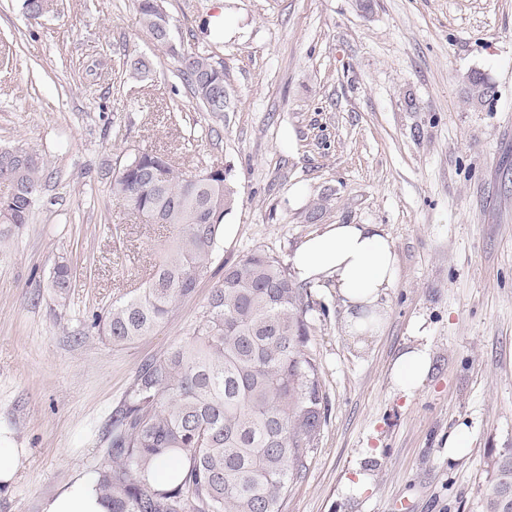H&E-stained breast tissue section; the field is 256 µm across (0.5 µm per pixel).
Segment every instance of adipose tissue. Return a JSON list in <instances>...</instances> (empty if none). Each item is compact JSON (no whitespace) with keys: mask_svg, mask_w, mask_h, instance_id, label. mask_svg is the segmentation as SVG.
Wrapping results in <instances>:
<instances>
[{"mask_svg":"<svg viewBox=\"0 0 512 512\" xmlns=\"http://www.w3.org/2000/svg\"><path fill=\"white\" fill-rule=\"evenodd\" d=\"M291 263L299 281L331 283L345 307L350 336L365 339L380 334L385 321L380 298L399 276L398 252L382 225H327L304 239ZM430 369L428 348L419 344L394 361L392 381L398 390L410 394L420 388ZM42 512H107L96 474L76 476L43 502Z\"/></svg>","mask_w":512,"mask_h":512,"instance_id":"adipose-tissue-1","label":"adipose tissue"}]
</instances>
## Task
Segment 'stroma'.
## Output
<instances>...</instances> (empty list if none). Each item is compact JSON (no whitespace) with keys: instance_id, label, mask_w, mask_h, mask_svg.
Masks as SVG:
<instances>
[{"instance_id":"1","label":"stroma","mask_w":512,"mask_h":512,"mask_svg":"<svg viewBox=\"0 0 512 512\" xmlns=\"http://www.w3.org/2000/svg\"><path fill=\"white\" fill-rule=\"evenodd\" d=\"M223 2L214 39L212 0H163L170 53L135 0H52L36 20L0 0V144L41 154L47 173L29 223L0 226V442L22 451L0 512H42L103 461L138 367L188 337L207 302L209 280L123 347L90 326L169 236L110 189L137 151L227 170L237 202L216 274L254 249L289 265L329 224H380L396 246L386 324L365 349L335 290H308L327 417L282 512H486L512 451V0ZM196 52L224 69L225 111H204L178 74ZM474 72L494 88L482 103ZM62 256L64 307L49 286ZM418 323L432 367L406 395L391 366ZM463 432L468 453L450 456Z\"/></svg>"}]
</instances>
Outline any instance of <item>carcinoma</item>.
I'll list each match as a JSON object with an SVG mask.
<instances>
[{
	"instance_id": "cac0c4a2",
	"label": "carcinoma",
	"mask_w": 512,
	"mask_h": 512,
	"mask_svg": "<svg viewBox=\"0 0 512 512\" xmlns=\"http://www.w3.org/2000/svg\"><path fill=\"white\" fill-rule=\"evenodd\" d=\"M142 28L161 48L174 51L163 34L169 15L162 0H137ZM182 78L207 112L215 83H224L211 57L183 58ZM471 98L493 96L480 73L468 77ZM18 147H0V225L29 222L38 204L44 159ZM127 209L152 215L171 229L157 245L160 259L132 294L112 301L91 327L114 346L148 336L211 278L212 257L224 230L227 200L237 191L221 174L197 185L157 151L131 155L112 180ZM51 288L66 303L67 263L53 271ZM306 289L263 250L230 265L211 290L193 334L144 362L112 414L106 457L96 468L108 512H282L295 480L306 469L325 422L319 366L305 347ZM180 458L166 486L150 480L157 461ZM496 482L487 512H512V452L495 461Z\"/></svg>"
}]
</instances>
